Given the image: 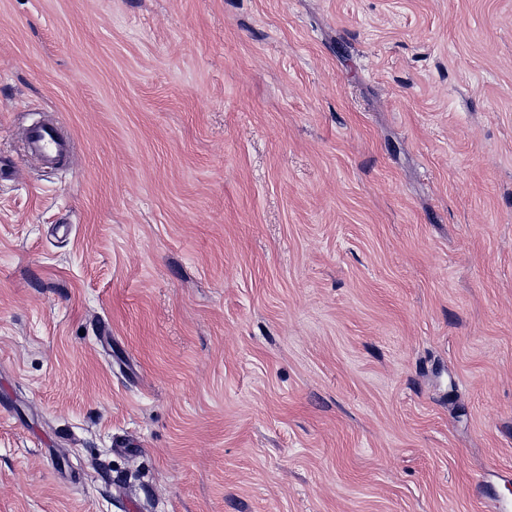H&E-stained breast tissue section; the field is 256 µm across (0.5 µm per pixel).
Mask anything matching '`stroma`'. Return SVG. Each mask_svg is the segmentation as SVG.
Returning a JSON list of instances; mask_svg holds the SVG:
<instances>
[{"instance_id": "stroma-1", "label": "stroma", "mask_w": 512, "mask_h": 512, "mask_svg": "<svg viewBox=\"0 0 512 512\" xmlns=\"http://www.w3.org/2000/svg\"><path fill=\"white\" fill-rule=\"evenodd\" d=\"M0 158V512L512 501V0H0ZM25 144L28 153L51 168L66 163L73 153V145L63 136L56 123H38L28 127Z\"/></svg>"}]
</instances>
